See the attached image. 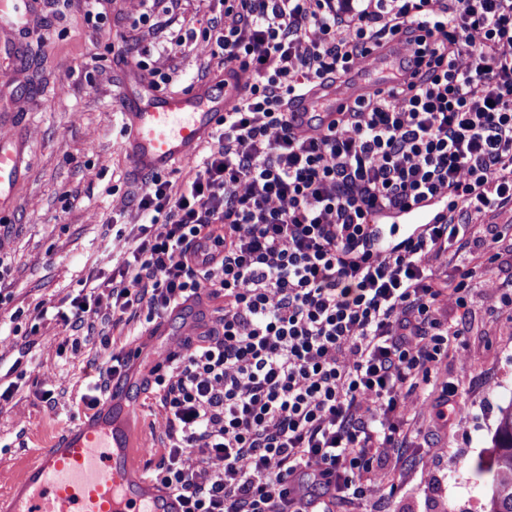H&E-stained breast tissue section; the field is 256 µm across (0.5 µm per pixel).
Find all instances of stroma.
<instances>
[{
  "mask_svg": "<svg viewBox=\"0 0 512 512\" xmlns=\"http://www.w3.org/2000/svg\"><path fill=\"white\" fill-rule=\"evenodd\" d=\"M112 29L102 41L86 19L85 0H34L25 24L0 31V124L25 143L26 173L10 208L0 210V382L12 364L23 373L14 398L0 405V493L32 451L87 416L82 401L90 377L113 355L147 352L154 338L144 315L112 322L96 315L70 331L53 317L85 284L106 280L123 247L104 233L149 223L138 209L144 177L133 176L125 154L116 96L126 83L128 52H148L154 66L172 72L167 90L187 93L224 79L204 33L225 17L211 0H183L166 27L140 24L161 12L159 0H102ZM194 28L195 45L165 51L179 30ZM38 335H30L31 325ZM439 381L457 385L467 417L441 424L431 409L437 392L413 421L417 447L392 453L388 466L397 490L354 512H483L476 465L486 459L502 407L512 402V314L494 312L483 294L440 367ZM141 410L134 422L147 452L138 465L153 472L166 444L163 413L153 391H135Z\"/></svg>",
  "mask_w": 512,
  "mask_h": 512,
  "instance_id": "35a3bbf8",
  "label": "stroma"
}]
</instances>
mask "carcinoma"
Instances as JSON below:
<instances>
[{"instance_id":"carcinoma-1","label":"carcinoma","mask_w":512,"mask_h":512,"mask_svg":"<svg viewBox=\"0 0 512 512\" xmlns=\"http://www.w3.org/2000/svg\"><path fill=\"white\" fill-rule=\"evenodd\" d=\"M479 472L486 476L488 490L484 512H512V404L498 418L490 466Z\"/></svg>"}]
</instances>
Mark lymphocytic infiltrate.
Segmentation results:
<instances>
[{
  "mask_svg": "<svg viewBox=\"0 0 512 512\" xmlns=\"http://www.w3.org/2000/svg\"><path fill=\"white\" fill-rule=\"evenodd\" d=\"M223 6L231 22L207 40L250 74L246 94L180 191L151 175L138 199L151 220L107 293L60 318L106 308L151 323L223 297L206 332L159 359L167 452L154 480L186 512H333L394 488L385 465L412 442L410 400L437 380L475 291L512 311V289L483 283L501 229L468 221L512 209V0ZM386 47L406 85L355 102L325 134L295 133L293 101ZM414 206L432 221L388 238L386 221Z\"/></svg>",
  "mask_w": 512,
  "mask_h": 512,
  "instance_id": "obj_1",
  "label": "lymphocytic infiltrate"
}]
</instances>
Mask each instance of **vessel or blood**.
I'll return each instance as SVG.
<instances>
[{
  "label": "vessel or blood",
  "instance_id": "vessel-or-blood-1",
  "mask_svg": "<svg viewBox=\"0 0 512 512\" xmlns=\"http://www.w3.org/2000/svg\"><path fill=\"white\" fill-rule=\"evenodd\" d=\"M405 79L399 68L385 81L366 79L364 70L353 69L338 80L316 84L292 106L300 114L297 129L327 127L356 99ZM244 93L243 81L229 73L222 86L201 85L186 94H161L149 82H130L120 91L119 102L132 172L163 173L192 160ZM24 163L21 140L1 130L0 205L13 196ZM199 332L197 323L188 322L171 334L163 317L151 329L163 341L166 355L180 352L182 342ZM144 377L134 369L114 378L109 394L87 418L36 449L31 461L14 473L0 512H182L175 493L145 476L133 461L138 405L130 390Z\"/></svg>",
  "mask_w": 512,
  "mask_h": 512
}]
</instances>
